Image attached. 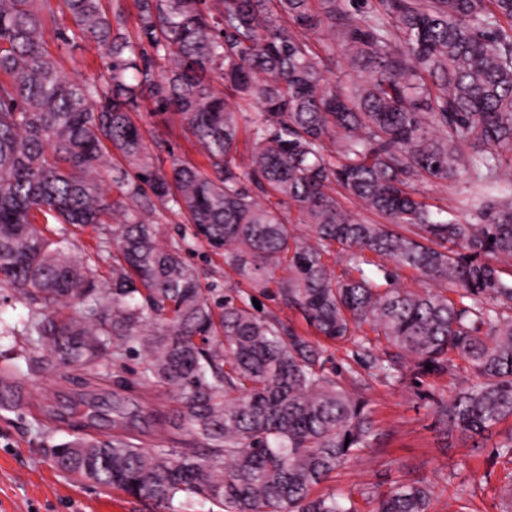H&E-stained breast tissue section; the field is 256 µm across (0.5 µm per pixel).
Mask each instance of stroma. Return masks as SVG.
Wrapping results in <instances>:
<instances>
[{"mask_svg": "<svg viewBox=\"0 0 512 512\" xmlns=\"http://www.w3.org/2000/svg\"><path fill=\"white\" fill-rule=\"evenodd\" d=\"M47 43L50 52L62 56L74 78L87 79L102 72L95 43L80 40L66 48L52 37ZM134 120L162 170H169L176 158L205 165L203 153L191 146L178 117L154 112L148 106ZM155 229L157 245L180 250L195 267L213 306H222L225 284L234 278L223 257L193 237L191 223L184 215L160 212ZM60 230L74 259H94L100 274L109 276V253L93 251L98 231L68 224L61 225ZM29 314L28 306L13 290L0 288V357L13 359L28 392L24 403L0 410V512H151L111 488L79 482L59 471L47 449L76 435L75 428L59 418L66 406L82 397L103 402L115 392L127 398L129 410L136 414L133 434L141 447H194L179 417L178 393L167 387L149 392L131 388L143 360L142 353L134 351L120 363L106 364L110 382L105 392L85 386L79 372L72 369L29 372ZM451 389L444 376L426 379L421 387L409 381L387 387L373 384L368 397L382 434L381 444L337 470L322 484V491L353 493L367 484L386 488L404 478L424 479L434 487V512H455L460 498L471 501L478 512H498L512 464L493 458L496 435L487 436L479 448L456 436L444 437L431 396ZM483 474L488 475L489 484L482 488L473 479Z\"/></svg>", "mask_w": 512, "mask_h": 512, "instance_id": "1", "label": "stroma"}]
</instances>
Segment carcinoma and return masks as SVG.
Segmentation results:
<instances>
[{
	"label": "carcinoma",
	"mask_w": 512,
	"mask_h": 512,
	"mask_svg": "<svg viewBox=\"0 0 512 512\" xmlns=\"http://www.w3.org/2000/svg\"><path fill=\"white\" fill-rule=\"evenodd\" d=\"M135 5L130 33L120 0H0V288L30 306V369L101 381L106 361L141 351L135 385L177 390L202 447L80 435L49 456L78 448L65 472L157 507L202 496L224 512H364L317 488L378 446L371 380L446 375L457 386L432 395L439 424L474 440L509 423L494 455L512 461V0ZM67 16L105 73L77 81L48 50L51 33L70 43ZM337 51L347 69L331 81ZM147 97L207 166H156L132 118ZM461 173L464 220L422 190ZM162 209L224 256L229 288L275 285L368 376L329 370L319 342L242 299L215 312L180 252L156 246ZM52 224L107 228L111 280ZM400 269L446 287L404 288ZM23 390L0 360V408ZM359 495L370 512H433L421 480Z\"/></svg>",
	"instance_id": "1"
}]
</instances>
